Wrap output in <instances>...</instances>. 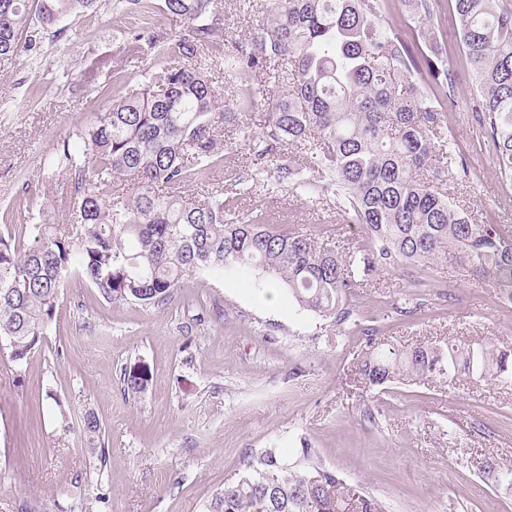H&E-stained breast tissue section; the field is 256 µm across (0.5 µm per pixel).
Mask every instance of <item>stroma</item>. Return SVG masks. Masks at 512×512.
Here are the masks:
<instances>
[{
  "instance_id": "35a3bbf8",
  "label": "stroma",
  "mask_w": 512,
  "mask_h": 512,
  "mask_svg": "<svg viewBox=\"0 0 512 512\" xmlns=\"http://www.w3.org/2000/svg\"><path fill=\"white\" fill-rule=\"evenodd\" d=\"M218 7L233 41L265 21L244 0ZM143 24L118 0H98L94 13L62 18L36 55L0 57V205L29 197L18 217L28 236L71 223L64 203L75 181L45 160L107 107L113 65L130 84L150 66L126 57L120 38ZM439 41L456 77L448 136L473 173L448 194L478 220L512 224V188L472 140L474 80L454 21ZM218 138L224 169L214 181L273 179L272 164L251 159L241 135L225 127ZM236 204L286 232L367 243L335 206L288 185L272 194L250 185ZM424 275L430 286L420 290L405 271L377 269L346 303L398 348L448 340L512 348V304L493 288L451 256ZM404 301L421 312L397 315L393 305ZM365 346L364 334L300 308L251 269L197 273L159 306L107 301L70 276L40 349L19 367L0 356V512H206L243 456L273 443L291 455L311 448L387 512H512V488L490 476L512 465V390L467 380L371 387L357 370ZM134 366L149 372L137 395L121 379ZM88 410L104 446L79 431Z\"/></svg>"
}]
</instances>
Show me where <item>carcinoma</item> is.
Wrapping results in <instances>:
<instances>
[{
    "label": "carcinoma",
    "mask_w": 512,
    "mask_h": 512,
    "mask_svg": "<svg viewBox=\"0 0 512 512\" xmlns=\"http://www.w3.org/2000/svg\"><path fill=\"white\" fill-rule=\"evenodd\" d=\"M444 0H405L404 14L385 17L390 0H270V20L243 41H229L216 0H125L142 14L184 20L174 36L155 26L124 32L132 57L152 66L129 87L113 70L112 103L80 128L75 147L47 159L75 180L74 222L42 224L34 242L24 226L0 234V336L20 366L42 342L66 277L79 273L107 300L166 303L200 271L256 268L280 281L302 308L361 331L342 303L376 268L417 273L454 254L512 302V225L478 222L458 211L442 185L469 177L448 141L445 108L454 101L452 73L441 67ZM462 52L475 81L471 114L501 174L512 179V6L496 0H451ZM97 0H0V56L40 45L72 12ZM429 27L409 40L403 22ZM222 65L233 112L216 110L217 89L205 62ZM277 87L260 132L239 119ZM246 135L249 152L275 163L267 191L285 183H321L336 210L362 225L369 245L345 255L336 243L282 232L256 213L236 214L224 189L200 199L173 194L224 169L215 138L220 126ZM307 166L288 164V150ZM130 178L139 192L119 186ZM28 208L17 196L0 213ZM358 370L366 384L462 377L512 389V351L452 341L399 349L368 338ZM124 389L145 390L148 374L124 370ZM90 440L102 437L94 413L81 420ZM353 498L333 471L314 464L311 449L290 464L280 449L246 456L238 477L215 494L207 512H337Z\"/></svg>",
    "instance_id": "obj_1"
}]
</instances>
